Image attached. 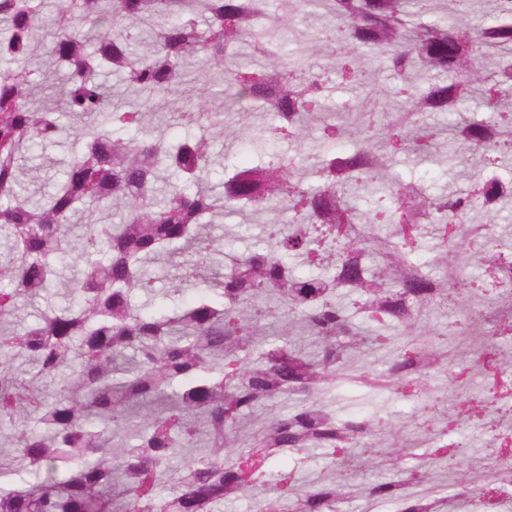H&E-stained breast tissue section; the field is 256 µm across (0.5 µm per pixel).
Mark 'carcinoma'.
<instances>
[{"label":"carcinoma","mask_w":512,"mask_h":512,"mask_svg":"<svg viewBox=\"0 0 512 512\" xmlns=\"http://www.w3.org/2000/svg\"><path fill=\"white\" fill-rule=\"evenodd\" d=\"M0 0V512H218L224 499L269 481L277 454L298 455L320 444L348 466L378 450L342 439L323 420L326 406H304L286 420L271 419L250 446L224 455V446L249 433L267 402L311 384L324 394L339 381L366 378L352 356L369 337L352 332L341 289L362 299L360 312L385 322L401 295L408 254L395 241L416 238L421 224H446L458 214L470 219L479 207L494 209L496 195L512 184L483 182L489 153L503 146L502 126L512 112V61H500L494 76L482 59L512 44V0H494L492 22L480 27L466 16L451 25L423 20L431 0ZM320 8L336 25L322 42L345 44L335 69L348 81L377 82L369 68L378 56L402 82L406 112L417 116L459 112L474 98L492 112L463 121L448 165L475 185L476 194L429 197L413 181L391 174L406 140L391 127L383 139L353 150H333L304 164L273 154L263 144L258 159L225 175L224 190L209 184L211 130L224 128L209 102L232 90L241 112H270L268 142L311 140L314 131L334 140L338 130L320 123V89L330 70L313 72L301 58L281 54L298 17ZM147 32L151 48L137 55L132 41ZM63 70L62 108L42 96L40 71L30 69L41 40ZM254 44L255 67L232 69L237 48ZM198 65L205 84L187 87L182 71ZM443 79L422 92L409 75ZM123 78L143 106L112 105L104 76ZM161 96L197 135L171 143L158 128L140 140L120 129H145V115ZM81 120L65 160V178L50 192L36 185L33 153L59 144L60 111ZM435 131L418 129L413 152L428 158ZM480 153L484 164L470 167ZM377 196L371 215L359 210L360 194ZM286 209L290 228L276 231V248L261 241L233 258L212 279L210 227L224 216L251 209ZM394 232L378 237L374 250L345 239L343 226L364 219ZM78 250L79 275L60 265ZM326 261L318 275L294 272L290 259ZM185 263L180 281H193L195 299L166 314H144L132 292L153 287L149 269ZM448 281L407 289L420 310L448 300ZM65 298L31 321L18 320L19 303L47 293ZM443 341L456 363L472 367L474 311L468 303L502 292L496 282L473 280ZM271 298L281 313L271 330L257 320L256 304ZM306 333L303 347L296 337ZM403 359L435 341L421 329L409 332ZM258 358H252L253 353ZM17 360L27 365L15 370ZM55 383L46 392V383ZM469 388L449 381L448 391L426 394L428 407L461 400ZM369 433L400 442L399 428L373 411ZM184 454L179 471L170 461ZM19 462L34 477L28 485L4 483ZM416 490L402 512H430L455 495L432 494L425 464L411 472ZM172 484V493L160 488ZM349 497L344 485L307 486L279 473L262 499L267 512H334Z\"/></svg>","instance_id":"carcinoma-1"}]
</instances>
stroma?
Instances as JSON below:
<instances>
[{
	"instance_id": "obj_1",
	"label": "stroma",
	"mask_w": 512,
	"mask_h": 512,
	"mask_svg": "<svg viewBox=\"0 0 512 512\" xmlns=\"http://www.w3.org/2000/svg\"><path fill=\"white\" fill-rule=\"evenodd\" d=\"M323 17L314 15L299 22L290 36L285 51L288 55H303L308 65L316 71L332 65L330 57L321 53L308 54L310 40L317 36L324 25ZM370 65L379 72L376 84L367 85L360 82H344L329 79L322 93L321 111L325 122L336 125L341 135L336 140V148H346L351 144L352 135L356 134L364 122L362 108L364 103H371L375 111L382 115L383 124L390 125L398 121L404 109L403 98L397 92L398 78L387 69L384 61L371 59ZM214 111L223 113L224 126L238 132L235 140L216 136L215 148L224 154L225 168L244 165L254 161V140L262 138L265 130L272 123V116L267 112H241L236 108L230 96L224 95L212 100ZM395 170L399 178L420 181L425 193L431 197H443L449 194H464L470 191L468 182L457 179L447 167L431 161H422L412 154H402L397 158ZM291 218L289 212L279 210L264 214L235 213L226 217L223 224L214 230L215 254L213 271H221L229 257L247 255L255 242L264 237L268 225L285 224ZM471 226L483 240L485 251L489 255L508 252L512 249V202H502L500 208L491 214H482L472 220ZM443 249L442 244L430 231H423L414 243L418 261L428 262L431 277H445L454 281L479 279L484 275V263L475 261L466 254L449 256L446 263L433 264V257ZM154 281L153 287L135 291L133 301L142 311L160 313L179 303L195 297L191 285H183L180 294H171L170 289L179 277L177 267H154L149 271ZM359 368L367 371L372 378L382 380L381 395L385 403L384 415L400 425L404 444L401 449L403 467H411L415 457L422 452L432 450L438 444L435 435H424L414 427L424 405L420 402L405 400L395 385L401 378V368L386 347L367 345L355 356ZM369 387L359 381L344 383L323 400L330 410L343 419H361L370 413L368 404ZM461 450L452 468H439L434 473V481L440 485L454 486L456 491L468 489V480L472 471L486 468L492 454L489 430L483 428H462L451 437ZM273 471L295 472L299 481L307 484L322 482H345L350 484L352 493L343 504V512H394L396 504L391 500L373 503L369 500L372 488L381 484H394L400 479L398 473L388 468L383 455L370 458L363 457L352 466L342 467L333 463L326 449H308L304 458L284 454L271 463Z\"/></svg>"
}]
</instances>
